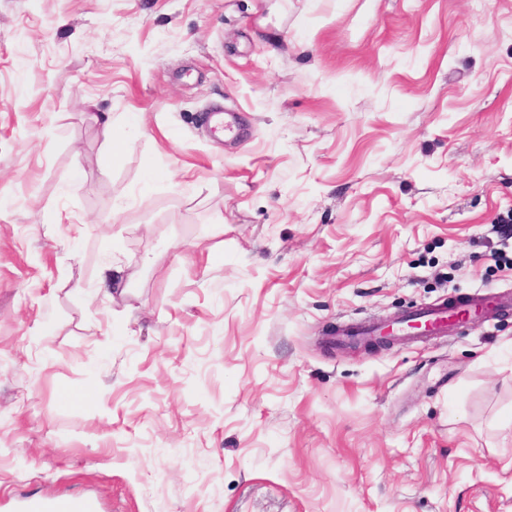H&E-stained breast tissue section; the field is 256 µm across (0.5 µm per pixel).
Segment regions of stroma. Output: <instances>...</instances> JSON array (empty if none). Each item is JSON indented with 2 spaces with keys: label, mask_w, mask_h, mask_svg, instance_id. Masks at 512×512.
<instances>
[{
  "label": "stroma",
  "mask_w": 512,
  "mask_h": 512,
  "mask_svg": "<svg viewBox=\"0 0 512 512\" xmlns=\"http://www.w3.org/2000/svg\"><path fill=\"white\" fill-rule=\"evenodd\" d=\"M477 292L512 0H0V512H512V310L339 340ZM394 323H388L383 326V332L378 337L367 338L362 341L352 342V346L355 349H361L364 351H371L381 347L390 346L394 336ZM407 336H394L396 339H406L409 336H423L425 333L407 332ZM19 512H98L94 499L65 495L55 499L29 496L22 500Z\"/></svg>",
  "instance_id": "1"
}]
</instances>
